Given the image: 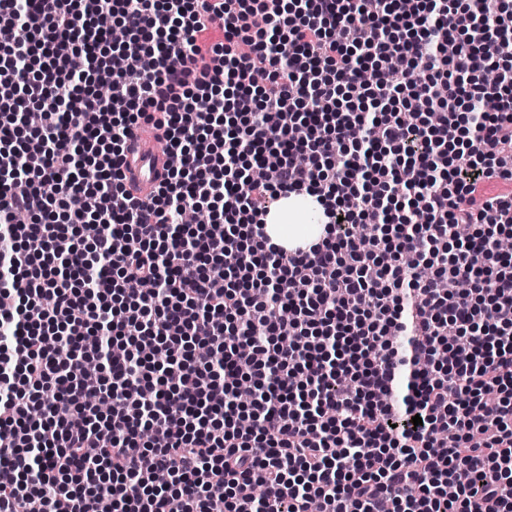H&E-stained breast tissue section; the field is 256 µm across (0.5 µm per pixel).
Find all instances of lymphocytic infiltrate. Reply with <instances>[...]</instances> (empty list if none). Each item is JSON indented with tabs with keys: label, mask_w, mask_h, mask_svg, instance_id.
<instances>
[{
	"label": "lymphocytic infiltrate",
	"mask_w": 512,
	"mask_h": 512,
	"mask_svg": "<svg viewBox=\"0 0 512 512\" xmlns=\"http://www.w3.org/2000/svg\"><path fill=\"white\" fill-rule=\"evenodd\" d=\"M511 42L512 0H0V512H512ZM302 191L327 235L273 244ZM143 127L136 131L127 143V167L125 174L128 188H138L141 192H149L159 182L164 173L169 157L159 150L153 142L146 143ZM303 196L291 195L289 198H284L280 201L278 207L271 211L267 216V234L271 238L272 243L285 246L286 248H295L297 246H304L317 241L320 237L325 235L326 224H304L306 228L301 230H292L290 225L294 223L293 218L295 217L292 213L295 212L297 207L298 198H307L312 205H314L322 214L323 209L315 201V197L310 196L306 192H303ZM318 211V212H319ZM288 218V231L286 230V224Z\"/></svg>",
	"instance_id": "f902f5d3"
}]
</instances>
